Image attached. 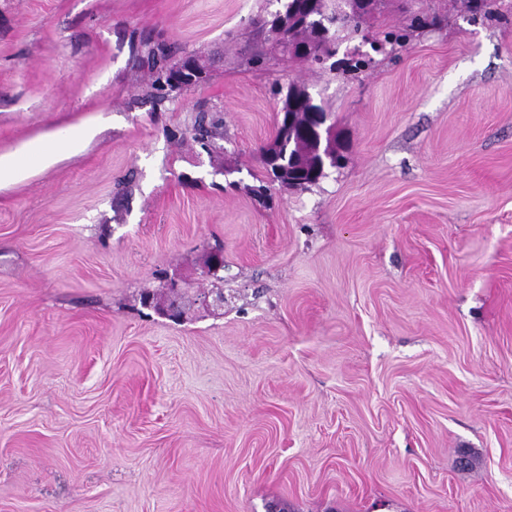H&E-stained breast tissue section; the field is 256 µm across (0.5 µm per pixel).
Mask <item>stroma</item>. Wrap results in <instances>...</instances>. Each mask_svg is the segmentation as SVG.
<instances>
[{"mask_svg": "<svg viewBox=\"0 0 512 512\" xmlns=\"http://www.w3.org/2000/svg\"><path fill=\"white\" fill-rule=\"evenodd\" d=\"M279 7L0 0V154L98 126L0 189V512H512V16L388 0L366 33L410 37L353 76L250 65ZM158 38L209 81L155 102ZM291 82L343 161L264 208ZM142 48L143 49H141L139 54L141 63L147 65L151 69L157 70L159 76L155 80V83L160 82V72H163V69L166 67V62L172 54L171 47L164 42L158 41L154 43H145L142 45Z\"/></svg>", "mask_w": 512, "mask_h": 512, "instance_id": "35a3bbf8", "label": "stroma"}]
</instances>
